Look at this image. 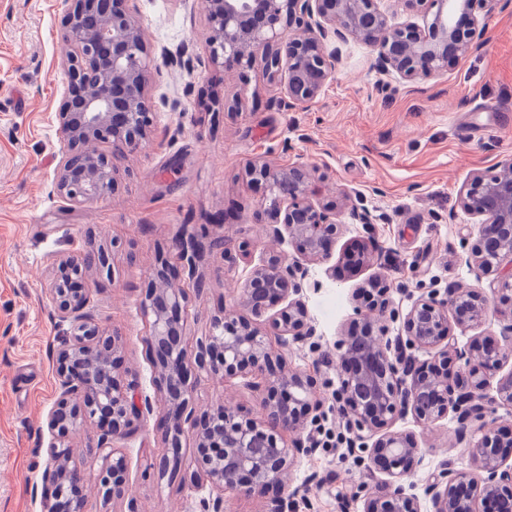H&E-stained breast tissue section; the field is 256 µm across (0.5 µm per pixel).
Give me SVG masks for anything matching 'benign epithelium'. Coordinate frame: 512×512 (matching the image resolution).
I'll return each instance as SVG.
<instances>
[{"mask_svg":"<svg viewBox=\"0 0 512 512\" xmlns=\"http://www.w3.org/2000/svg\"><path fill=\"white\" fill-rule=\"evenodd\" d=\"M126 2L59 0V36L72 52L62 62L66 88L57 115L55 184L73 206L112 191V158L88 146L110 142L116 153L132 150L153 123L149 51ZM401 2L409 18L398 24L390 23L378 0H201V7L209 22L212 63H258L269 79L282 73L288 106L302 107L335 75L336 56L325 50L331 35L369 45L383 71L414 83L479 50L489 20L502 8L501 0ZM283 16L295 27L284 44L275 28ZM88 73L96 75L91 89L85 86ZM242 176L265 185L266 235L289 239L298 256L273 253L255 265L235 305L213 318L192 361L181 323L185 289L172 287L164 269H155L145 308L153 317L154 384L163 398L168 449L157 469L161 475L170 467L181 469L180 448L190 438L198 452L195 469L180 473V480L209 484L215 495L203 500L204 512H224L226 490H257L268 495L262 512H286L287 476L297 457L316 449L323 399L308 375L288 369L284 355L274 353L268 336H276L283 350L294 344L316 348L301 295L308 264L331 258L341 225L316 207L304 164L274 168L250 161ZM461 205L480 219L463 260L478 277L496 276L497 291L508 297L509 308L492 307L467 288L449 287L421 294L404 313L377 275L362 286L358 325L336 339L339 385L334 400L351 434L347 452L366 471L377 467L386 475L364 488L362 512H421L404 483L423 468L425 450L393 425L410 414L427 426L450 412L458 423L456 439L468 449L473 469L459 471L444 460L428 474L424 494L433 512H512V463L502 452L512 448V434L495 432L486 420L493 404L512 405V371L499 379L497 396L486 393L490 379L512 360V159L493 172L473 174ZM177 247L188 275L195 277L202 250L196 235L181 237ZM374 259L369 243L349 254L354 270L374 265ZM87 271L82 255L63 258L47 288L60 320L72 322L73 333L60 337L57 349L61 392L46 422L44 512H85L84 469L73 460L72 442L93 420L100 426L93 461L99 464L100 485L112 487V497L104 502H125L127 512H138L128 497L126 456L114 441L152 412V403L147 396L129 394L118 380L121 348L85 312L88 294L73 287ZM492 311L506 321L501 334L458 348L455 330L481 325ZM399 319L403 332L389 336V323ZM415 351L433 352L434 360L420 363ZM194 370L222 380L239 374L259 377L263 417L222 404L197 414L190 383ZM285 431L295 435L290 446L281 438Z\"/></svg>","mask_w":512,"mask_h":512,"instance_id":"obj_1","label":"benign epithelium"}]
</instances>
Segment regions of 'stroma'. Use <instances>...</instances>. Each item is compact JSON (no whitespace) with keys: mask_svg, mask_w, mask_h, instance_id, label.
<instances>
[{"mask_svg":"<svg viewBox=\"0 0 512 512\" xmlns=\"http://www.w3.org/2000/svg\"><path fill=\"white\" fill-rule=\"evenodd\" d=\"M127 5L150 50L151 132L124 154L99 144L115 167L112 192L73 207L55 187L61 62L69 51L58 36L61 12L56 0H0V512L43 510L47 457L40 438L59 396L55 354L63 332L46 287L58 259L91 243L108 251L109 265L86 275L88 310L119 341L124 382L150 395L153 405L115 442L127 457L130 494L139 512H201L209 487L181 484L156 469L164 421L152 384L145 291L160 253L190 290L193 280L183 274L175 247L183 231L223 238L224 250L208 252L199 267L203 292L190 290L182 313L191 348L254 265L267 254L291 252L289 241L265 234L262 187L239 177L252 160L277 168L305 164L322 186L318 203L350 191L358 207L381 217L366 226L343 211L337 248L373 239L375 263L354 276L330 260L311 264L303 300L319 348L300 344L286 352L289 368L308 374L326 400L317 450L291 468L288 512H361L355 492L369 475L345 451V421L333 399L336 338L354 318L356 289L375 274L403 308L433 288L490 295L493 278L476 277L459 260L478 227L460 196L472 174L512 158V126L497 125L487 111L491 104L512 107V4L490 21L479 51L413 84L379 70L366 44L328 40L327 50L337 53L335 76L302 110L288 107L280 81L259 69L211 62L198 0ZM170 54L183 57V65L169 64ZM224 99L237 101L236 110H205L206 102ZM217 212L227 214V224H209ZM249 382L197 373L193 404L201 411L221 403L257 412ZM394 428L425 450L423 470L410 481L421 512H432L422 496L426 472L444 460L460 471L472 468L456 442V423L447 415L425 426L406 416Z\"/></svg>","mask_w":512,"mask_h":512,"instance_id":"35a3bbf8","label":"stroma"}]
</instances>
